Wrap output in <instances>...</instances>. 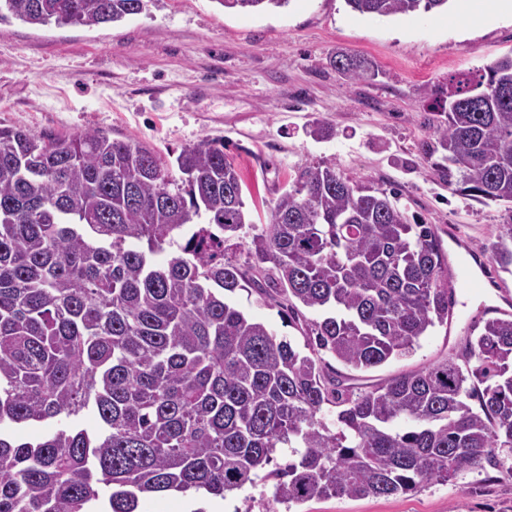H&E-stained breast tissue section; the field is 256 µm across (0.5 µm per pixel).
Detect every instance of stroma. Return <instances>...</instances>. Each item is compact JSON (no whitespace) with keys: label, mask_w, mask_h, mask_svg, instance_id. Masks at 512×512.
<instances>
[{"label":"stroma","mask_w":512,"mask_h":512,"mask_svg":"<svg viewBox=\"0 0 512 512\" xmlns=\"http://www.w3.org/2000/svg\"><path fill=\"white\" fill-rule=\"evenodd\" d=\"M348 54L372 73L349 81ZM512 54V15L475 19L467 0L426 15L362 16L345 0H290L268 12L228 13L217 0H155L149 11L94 27L0 23V126L33 132L97 129L149 144L167 163L200 140L223 144L238 167L254 223L297 172L334 164L343 176L397 188L410 222L437 225L479 260L480 294L455 288L452 318L416 351L362 373L366 387L455 356L482 306L512 293L492 245L512 224L506 204L453 192L448 173L421 149L434 137L432 90L449 76ZM329 137L309 134L313 125ZM232 302L303 348L299 329L255 290ZM448 484L392 497L314 499L297 512H512V453ZM274 479L226 495L224 512H288Z\"/></svg>","instance_id":"stroma-1"}]
</instances>
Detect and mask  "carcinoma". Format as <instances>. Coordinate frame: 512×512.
I'll return each instance as SVG.
<instances>
[{
    "mask_svg": "<svg viewBox=\"0 0 512 512\" xmlns=\"http://www.w3.org/2000/svg\"><path fill=\"white\" fill-rule=\"evenodd\" d=\"M151 2L0 0V22L98 26ZM216 2L249 12L290 0ZM345 2L390 17L450 0ZM338 69L356 81L368 65L343 56ZM436 109L422 150L457 169L448 185L512 205V55L450 77ZM242 234L246 268L224 260ZM493 257L512 273V224ZM246 288L301 321L309 353L226 298ZM452 296L435 225L410 223L397 192L334 166L304 167L258 226L238 170L208 140L171 166L99 130L0 128V512L224 497L270 464L288 505L390 497L495 464L512 452L511 314L481 319L464 348L474 369L446 360L356 393L320 357L365 372L410 355L448 323ZM85 411L94 432L77 424ZM48 420L56 427L28 441L11 432Z\"/></svg>",
    "mask_w": 512,
    "mask_h": 512,
    "instance_id": "cac0c4a2",
    "label": "carcinoma"
}]
</instances>
